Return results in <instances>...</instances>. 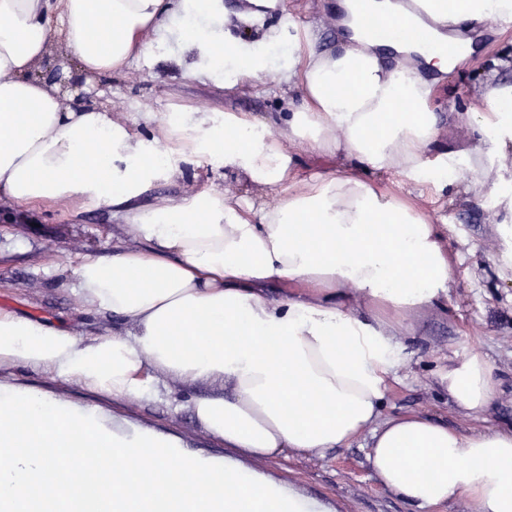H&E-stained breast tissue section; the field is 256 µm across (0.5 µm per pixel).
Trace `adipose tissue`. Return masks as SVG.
<instances>
[{"mask_svg": "<svg viewBox=\"0 0 512 512\" xmlns=\"http://www.w3.org/2000/svg\"><path fill=\"white\" fill-rule=\"evenodd\" d=\"M344 37L320 53L311 29L281 15L264 46L228 36L223 0H0V198L39 207L88 199L123 215L136 245L112 258L82 254L67 269L78 304L122 318L123 335L83 336L0 308V370L26 367L112 398H141L161 381L209 382L229 395L191 399L202 429L226 453L187 450L95 407L0 384V512L36 501L40 512H333L263 470L291 451L349 445L363 432L385 488L418 512L466 499L475 512H512V426L461 431L419 414L379 421L396 381L408 317L447 301L454 281L448 227L373 174L467 193L512 155V86L497 60L478 89L481 108L453 113L486 163L440 136L434 88L473 55L463 22L512 15V0H339ZM412 18L389 40L360 19ZM197 48L211 67L267 76L288 48L284 76L299 89L276 118L205 110L143 137L112 111L48 82L53 60L109 76L143 55L148 36ZM291 139L336 158L330 175L300 177ZM210 151L242 173L256 196L241 203L201 193L141 204L167 161ZM158 157L143 164L145 155ZM281 188L277 205L262 202ZM290 284L280 300L265 283ZM452 404L484 413L500 382L473 352L440 373ZM148 488H141L142 478Z\"/></svg>", "mask_w": 512, "mask_h": 512, "instance_id": "obj_1", "label": "adipose tissue"}]
</instances>
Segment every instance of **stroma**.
Masks as SVG:
<instances>
[{
	"instance_id": "35a3bbf8",
	"label": "stroma",
	"mask_w": 512,
	"mask_h": 512,
	"mask_svg": "<svg viewBox=\"0 0 512 512\" xmlns=\"http://www.w3.org/2000/svg\"><path fill=\"white\" fill-rule=\"evenodd\" d=\"M285 13L311 25L317 45L335 49L341 39L339 17L329 0H283ZM475 43L481 60L448 75L436 101L441 133L449 143L465 137L449 119L451 110L477 106L475 86L482 67L493 58L512 53V31L494 21L478 28ZM207 62L194 49L150 41L145 55L112 76L84 75L72 85L90 103L111 106L121 118L143 133L171 114L205 104L212 112H253L274 116L288 94L277 78H232L221 70L207 72ZM174 171L152 187L155 202L179 201L204 192H217L241 201L254 195L240 174L225 168L219 156L201 155L177 161ZM467 200L449 203L429 187H418L416 201L425 213L448 226V251L455 262V282L445 308H426L409 319L411 332L402 340L398 380L392 383L381 419L420 414L470 430H490L512 424V287L499 285L494 257L503 240L497 224L506 217L488 185L472 179ZM130 239L111 208L90 200L30 208L0 200V307L49 319L85 336L125 334L127 325L115 317L84 313L77 306L62 270L78 254L111 257ZM481 352L503 384L494 404L480 417L457 411L439 379L441 368ZM0 383L31 386L81 406L100 408L108 415L143 429L179 436L185 448L213 456L225 452L222 442L197 424L189 400L216 393L206 382L169 383L144 399H116L61 383L30 370H0ZM369 435L343 448L319 455L286 453L265 464L268 475L300 486L313 497L331 502L337 512H414L413 507L387 490L367 460Z\"/></svg>"
}]
</instances>
